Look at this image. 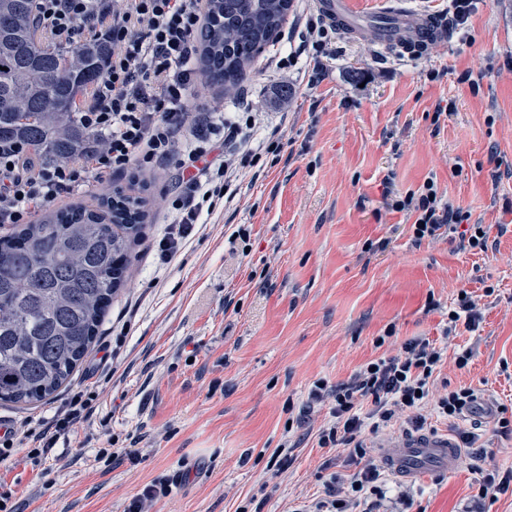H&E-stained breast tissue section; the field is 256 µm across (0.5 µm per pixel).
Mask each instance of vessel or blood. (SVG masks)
I'll list each match as a JSON object with an SVG mask.
<instances>
[{
  "label": "vessel or blood",
  "instance_id": "obj_1",
  "mask_svg": "<svg viewBox=\"0 0 512 512\" xmlns=\"http://www.w3.org/2000/svg\"><path fill=\"white\" fill-rule=\"evenodd\" d=\"M319 12L333 25L352 36L371 34L382 48L392 46L420 55L448 41L443 23L421 10L392 6L364 20L350 0H316ZM459 453L455 440L445 433H417L381 443L380 460L386 470L406 481L428 468L452 470Z\"/></svg>",
  "mask_w": 512,
  "mask_h": 512
}]
</instances>
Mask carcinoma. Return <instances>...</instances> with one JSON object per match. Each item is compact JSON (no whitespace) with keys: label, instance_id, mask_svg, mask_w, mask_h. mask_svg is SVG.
<instances>
[{"label":"carcinoma","instance_id":"1","mask_svg":"<svg viewBox=\"0 0 512 512\" xmlns=\"http://www.w3.org/2000/svg\"><path fill=\"white\" fill-rule=\"evenodd\" d=\"M291 0H210L198 37L203 75L241 90L262 49L279 33ZM106 53L41 42L31 0H0V141L20 140L39 160L64 162L90 143L74 106ZM146 216L101 196L96 205L61 208L0 239V402L50 400L98 336L112 296L128 279L129 244Z\"/></svg>","mask_w":512,"mask_h":512}]
</instances>
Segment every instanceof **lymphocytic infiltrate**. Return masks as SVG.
Returning <instances> with one entry per match:
<instances>
[{
    "mask_svg": "<svg viewBox=\"0 0 512 512\" xmlns=\"http://www.w3.org/2000/svg\"><path fill=\"white\" fill-rule=\"evenodd\" d=\"M207 5L208 0H32L35 24L54 46L95 41L108 47L100 76L76 109L79 125L100 143L65 162L36 164L22 143L0 141V224L24 223L36 210L90 186L109 188L113 174L172 161L185 177L167 202L171 220L158 243L159 257L167 264L203 212L233 201L241 169L280 154L283 145L275 137L253 138L254 115L229 122L219 107L190 105L199 80L197 35L205 25ZM390 206L415 214V243L454 235L462 248L487 249L482 225L468 224L467 214L439 194L434 180L395 197ZM444 360V348L413 340L400 354L359 366L336 387L314 383L311 401H334L329 421L319 430L320 447L348 449L359 469L349 477L331 475L324 498L304 512H407L410 490L402 487L396 497H387L385 478L377 465L365 462L360 437L403 420L422 430L431 418L453 424L473 413L478 404L474 389L452 388L434 396L433 376ZM91 410L90 399L78 394L56 412L50 431H10L0 441V462L18 443L28 444L30 458L38 459L74 424L88 419ZM460 440L473 463L478 499L494 501L512 492V469L483 470V451L473 436L464 432Z\"/></svg>",
    "mask_w": 512,
    "mask_h": 512,
    "instance_id": "f902f5d3",
    "label": "lymphocytic infiltrate"
}]
</instances>
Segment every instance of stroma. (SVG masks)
<instances>
[{
	"mask_svg": "<svg viewBox=\"0 0 512 512\" xmlns=\"http://www.w3.org/2000/svg\"><path fill=\"white\" fill-rule=\"evenodd\" d=\"M406 3L441 17L447 46L408 57L333 27L336 54L313 85V59H292L298 41L282 34L240 92L198 86V100L223 98L228 112L252 100L264 130L282 133L283 158L244 176L239 205L208 218L170 265H158L156 244L178 169L113 175L147 199L129 281L69 386L45 404L0 405L1 421L38 432L75 393L93 392V417L40 461L17 448L0 463L9 512H125L163 481L170 493L145 512H241L253 501L294 512L349 464L346 450L318 444L327 406L297 420L313 382L346 381L413 339L442 345L463 290L478 296L482 320L458 326L450 344L473 358L441 376L477 390L484 411L432 428L474 433L493 467H512V436L494 420L500 406L512 416V0H473L463 25L448 0ZM272 56L289 57L287 68L270 66ZM283 84L288 101L270 100ZM429 178L484 226L486 252L444 237L413 242L414 215L387 203ZM241 227L248 241L234 239ZM286 440L290 460L274 463ZM413 487L409 512L474 507L462 458Z\"/></svg>",
	"mask_w": 512,
	"mask_h": 512,
	"instance_id": "1",
	"label": "stroma"
}]
</instances>
